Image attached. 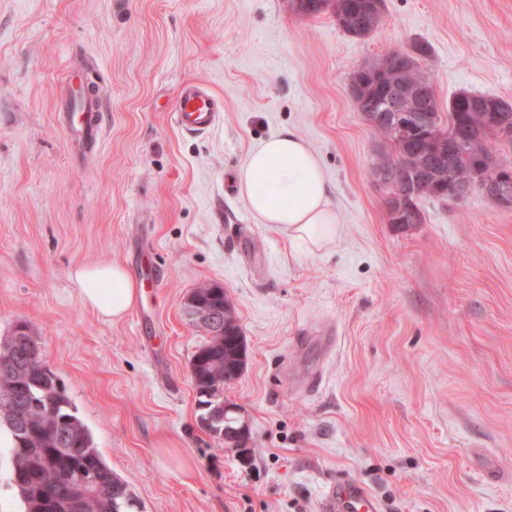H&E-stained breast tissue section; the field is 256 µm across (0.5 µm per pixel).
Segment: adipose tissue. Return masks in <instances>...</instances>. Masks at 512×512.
<instances>
[{"label": "adipose tissue", "instance_id": "obj_1", "mask_svg": "<svg viewBox=\"0 0 512 512\" xmlns=\"http://www.w3.org/2000/svg\"><path fill=\"white\" fill-rule=\"evenodd\" d=\"M240 195L261 224L284 227L305 250L336 243L341 222L318 155L293 130L262 140L236 173ZM71 281L81 302L106 320H118L138 302L140 289L118 262L77 265Z\"/></svg>", "mask_w": 512, "mask_h": 512}]
</instances>
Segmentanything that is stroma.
Wrapping results in <instances>:
<instances>
[{"label": "stroma", "mask_w": 512, "mask_h": 512, "mask_svg": "<svg viewBox=\"0 0 512 512\" xmlns=\"http://www.w3.org/2000/svg\"><path fill=\"white\" fill-rule=\"evenodd\" d=\"M371 36L289 0H0V337L30 324L139 512H319L363 485L380 512H512V208L481 191L388 221L385 144L351 96L354 71L425 44L440 112L458 93L512 100V0H384ZM102 89L103 142L58 115L70 76ZM223 104L180 130L183 81ZM319 155L341 214L312 254L258 223L233 180L284 129ZM149 268L157 291L100 320L74 266ZM224 288L246 367L224 389L248 460L199 424L190 377L207 339L183 313ZM319 374L289 388V369Z\"/></svg>", "instance_id": "1"}]
</instances>
